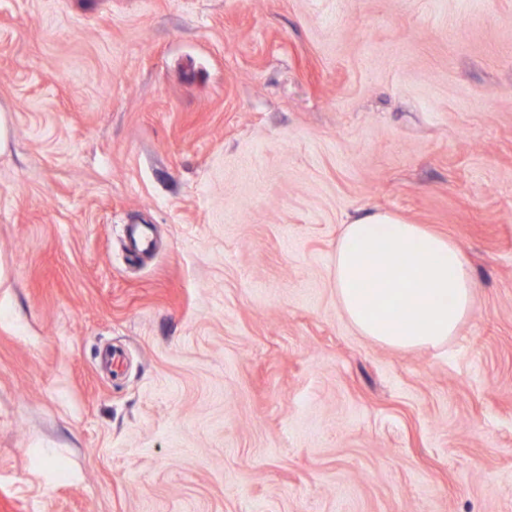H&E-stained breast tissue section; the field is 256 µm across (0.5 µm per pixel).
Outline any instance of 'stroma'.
Wrapping results in <instances>:
<instances>
[{
    "label": "stroma",
    "instance_id": "stroma-1",
    "mask_svg": "<svg viewBox=\"0 0 512 512\" xmlns=\"http://www.w3.org/2000/svg\"><path fill=\"white\" fill-rule=\"evenodd\" d=\"M0 114V512H512V0H0ZM366 209L443 346L342 313ZM373 256L383 262L371 264ZM333 264L336 295L350 323L394 348L447 343L477 288L456 243L388 212H364L344 224ZM367 283L373 288H364ZM405 312L412 327L396 324Z\"/></svg>",
    "mask_w": 512,
    "mask_h": 512
}]
</instances>
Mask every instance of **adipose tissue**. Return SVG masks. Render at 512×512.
<instances>
[{"label": "adipose tissue", "instance_id": "ef3b65f1", "mask_svg": "<svg viewBox=\"0 0 512 512\" xmlns=\"http://www.w3.org/2000/svg\"><path fill=\"white\" fill-rule=\"evenodd\" d=\"M336 295L364 336L400 348L447 343L469 311L476 282L463 250L388 212L344 224L334 257ZM410 313L412 327L398 326Z\"/></svg>", "mask_w": 512, "mask_h": 512}]
</instances>
